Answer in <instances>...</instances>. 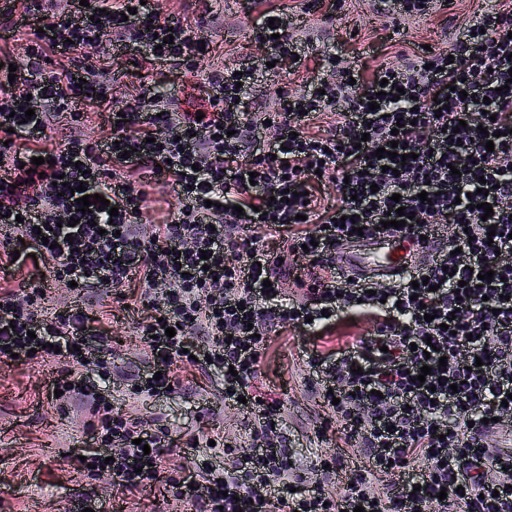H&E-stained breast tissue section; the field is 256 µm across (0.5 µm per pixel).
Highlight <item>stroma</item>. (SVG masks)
<instances>
[{"label":"stroma","mask_w":512,"mask_h":512,"mask_svg":"<svg viewBox=\"0 0 512 512\" xmlns=\"http://www.w3.org/2000/svg\"><path fill=\"white\" fill-rule=\"evenodd\" d=\"M164 13L193 20L202 13H220L224 26L210 35L208 47L213 66L252 63L262 67L264 53L247 38L250 22L249 0H159ZM497 0H447L445 9L409 23L405 34H397L393 18L373 12L372 0H321L318 14L332 16L329 26L333 53L357 63L365 74L376 66L406 54L421 56L425 51L447 48L455 33L469 21L498 9ZM298 75L262 72L256 85L259 97L271 98L277 88L299 89L302 78L322 76L318 52L301 45ZM103 100L89 108L88 136L99 139L110 134L108 115L114 106L137 97L147 88L159 85L166 94L191 99V78L165 68L141 62L139 54L116 56L105 76ZM138 281L123 288L103 291L98 305L84 309L90 329L110 334L113 340L109 378L100 370L86 373L87 381L117 384L147 370V357L131 330L146 322L150 310L143 303ZM369 320L346 314L335 326L319 335H304L292 329L273 334L261 362V378L278 393L288 422V436L296 456L315 459L323 447H340L343 436L336 429H324L331 417L324 405L322 384L307 366L303 349L327 354L354 343L366 335ZM57 364L36 360L0 361V512H78L90 504L95 512H186L185 505L167 493L164 485L154 484L142 491H123L107 471L75 469L72 457L91 448L92 441L83 424L87 410L54 394ZM180 385L167 398L150 401L138 414L150 426L165 428L182 456L167 457L166 466L211 462L222 464L223 447H209L216 436L244 438L245 422L224 406L220 375H205L191 368L179 372ZM197 447H187L189 438Z\"/></svg>","instance_id":"obj_1"}]
</instances>
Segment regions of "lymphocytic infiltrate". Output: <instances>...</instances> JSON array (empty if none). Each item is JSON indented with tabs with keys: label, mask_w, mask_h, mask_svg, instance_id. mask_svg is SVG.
Returning a JSON list of instances; mask_svg holds the SVG:
<instances>
[{
	"label": "lymphocytic infiltrate",
	"mask_w": 512,
	"mask_h": 512,
	"mask_svg": "<svg viewBox=\"0 0 512 512\" xmlns=\"http://www.w3.org/2000/svg\"><path fill=\"white\" fill-rule=\"evenodd\" d=\"M23 5L0 13L7 37L36 32L15 80L0 79V170L8 174L0 224L18 228L39 271L0 298V358H64L57 386L90 412L87 462L111 471L123 490L146 488L160 480L166 435L113 415L105 393L84 385L85 354L107 352L109 339L87 332L82 312L44 316L43 290L69 284L92 305L101 289L136 278L154 315L140 331L152 366L128 379L125 396L170 395L179 362L219 372L225 405L252 418L246 440H225V465L196 466L172 482L195 512H266L270 502L278 512H512V451L487 442L488 419L512 427V2L476 18L448 49L383 63L368 77L323 52L328 79L282 90L269 105L251 98L254 66L209 63L202 33L211 17L176 19L154 0ZM303 29L272 8L248 37L267 60L293 68ZM113 48L195 77L202 115L149 89L109 115V136L89 139L87 108L106 91ZM53 54L66 64L48 67ZM325 113L329 130L310 132ZM62 122L68 138L43 148ZM394 140L410 159L376 157ZM39 156L40 172L26 173ZM147 172L173 199L154 226ZM61 179L109 200L117 216L97 203L78 212L76 197L60 195ZM328 186L339 205H323ZM400 206L411 218L399 232L412 240L452 225L445 247L375 294L344 283L332 253L353 227H340L341 218L373 236ZM273 234L294 266L266 249ZM345 311L371 321L373 333L326 356L309 351L307 364L324 375L323 402L364 459L350 470L339 453L296 457L282 405L259 380L272 333H314ZM115 445L106 461L104 448ZM345 469L348 483L335 485Z\"/></svg>",
	"instance_id": "1"
}]
</instances>
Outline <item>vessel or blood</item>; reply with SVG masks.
Wrapping results in <instances>:
<instances>
[{
	"label": "vessel or blood",
	"instance_id": "b4317fda",
	"mask_svg": "<svg viewBox=\"0 0 512 512\" xmlns=\"http://www.w3.org/2000/svg\"><path fill=\"white\" fill-rule=\"evenodd\" d=\"M417 254L412 242L397 237L359 240L337 246L336 268L358 283L391 279L411 268Z\"/></svg>",
	"mask_w": 512,
	"mask_h": 512
}]
</instances>
